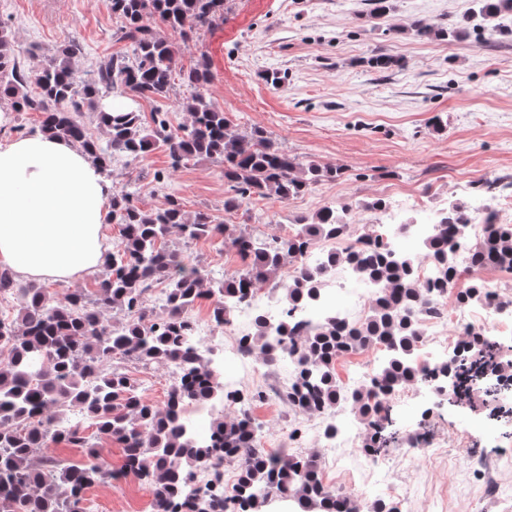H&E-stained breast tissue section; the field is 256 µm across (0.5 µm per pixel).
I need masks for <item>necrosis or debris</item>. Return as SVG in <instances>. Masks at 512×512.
<instances>
[{"mask_svg": "<svg viewBox=\"0 0 512 512\" xmlns=\"http://www.w3.org/2000/svg\"><path fill=\"white\" fill-rule=\"evenodd\" d=\"M418 209L416 223L398 226L397 218L402 207ZM495 222H512V196L499 198L491 211L478 210L469 215L465 224L459 225L453 233L457 244V260L447 279H440L435 262L421 256L419 247L435 230V218L422 210L416 193L405 192L401 199L387 203L373 216L360 225L351 237L340 239L331 237L312 246L305 259L312 261L319 257L342 252H363L371 249L375 241H382L386 250L416 256L414 267L421 288L424 289L427 303L418 313L421 335L411 364L416 371L440 370L452 367L462 353L482 346L489 341L493 332L512 326V307L502 305V282L486 278L483 271L473 267L471 249L475 242L484 238L490 230L487 217ZM301 263H284L278 284L253 287L243 313L249 316H262L270 323H278L283 317L279 302L281 287L287 286L298 277ZM481 281L482 298L478 304L462 300L461 294L473 281ZM385 286L379 282H365L362 287H354L350 265L337 266L327 288L322 289L316 307L306 310L305 324L318 322L323 314L335 315L342 326L358 329L367 321L374 300L383 295ZM197 336H205L211 346H223L224 383L233 385L239 373L269 374L272 362H255L250 358L247 346V333L240 328L225 329L223 323L208 320L197 323ZM386 352L373 346L366 350L362 359L352 363L341 381L343 399L330 408L311 414L302 413L298 406H290L296 421L288 431V445L301 447L308 435H315L325 459L318 465L316 476L328 490H335L340 482L358 480L363 488H375L382 492L384 500L407 498V487L389 480L388 466L378 468L365 466L359 473H352L346 463L348 454L356 452L362 430L350 415L352 409L348 398L350 392L365 387L375 377L377 367Z\"/></svg>", "mask_w": 512, "mask_h": 512, "instance_id": "necrosis-or-debris-1", "label": "necrosis or debris"}]
</instances>
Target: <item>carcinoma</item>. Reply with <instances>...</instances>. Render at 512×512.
<instances>
[{
	"label": "carcinoma",
	"mask_w": 512,
	"mask_h": 512,
	"mask_svg": "<svg viewBox=\"0 0 512 512\" xmlns=\"http://www.w3.org/2000/svg\"><path fill=\"white\" fill-rule=\"evenodd\" d=\"M478 10L465 22L480 27L512 13V0H476ZM112 14L122 19L120 38L130 43L131 55H111L99 61L89 76L76 74L74 60L82 47L70 42L54 50L28 80L15 54L13 39L0 26V100H10L15 112L43 114L40 131L49 132L84 150L101 172L118 157L130 161L163 149L172 165H186L207 157L224 165L229 190L224 212L231 213L253 196H275L282 201L298 196L312 185L338 176V170L318 164H301L281 149L262 129L246 133L233 130L223 109L206 97L211 81L209 60L202 56L189 67H176L178 48L161 35V27L184 41L198 30L224 20V0H109ZM424 35L459 38L465 30L433 29L417 24ZM187 95L182 107L186 123L171 125L169 113L152 112L145 117L132 109L107 115L104 101L111 97L168 99L176 83ZM94 109L101 135L94 137L83 120V108ZM34 128L29 132L38 131ZM139 186H124L112 195V223L120 227V242L104 254L103 271L92 287L75 288L58 297L44 285L21 284L8 268L0 267V296L9 293L17 302L16 317H0V347L8 357L0 359V512H87L86 493L117 473L132 474L152 487L154 512H266L277 499L296 507V512H355L350 499L326 490L316 480L318 457L312 452L281 457L258 447L259 426L250 414L227 418L220 414L212 428L223 436L213 444L194 441L184 433L180 406L205 404L224 397L216 371L191 345L195 320L190 309L199 299L208 270L182 256L166 238L169 229L179 230L185 240L224 235L225 243L243 258L246 267L224 276L218 293L243 301L251 281L273 280L282 263L302 255L304 249L347 230L336 209L324 207L310 217L295 220L298 229L285 237L259 239L244 229L231 232L205 211L187 216L182 201L169 196L153 210L137 205ZM465 221L463 206L448 204V213L438 220L436 234L424 247L439 264L441 277H448L454 260V226ZM479 267L494 266L512 271V225L501 224L473 247ZM334 254L293 280L281 301L286 319L270 333L267 323L255 324L248 348L276 357L287 344L304 340L298 364L300 383L289 386L281 398L299 400L311 410L328 408L339 395L336 363L367 346L384 344L394 355L378 372L374 387L409 381L415 371L410 358L419 336L416 310L422 304V288L414 260L354 254L352 270L358 281L381 280L386 294L377 299L366 325L341 331L328 318L305 333L291 323L294 310L318 303L323 280L347 258ZM165 285L170 308L151 318L146 313L150 290ZM144 366L180 358L195 374L207 370L206 382L185 391L172 389L161 407L143 398L125 369L112 366L116 357ZM97 369V383L85 384L86 371ZM352 401L359 421L377 430L385 409L370 388L356 390ZM47 408L58 416L76 410L88 415L96 429L87 437L74 425L56 432L27 424L30 413ZM106 439L121 445L124 463L117 472L100 462ZM64 444L83 450L86 461L66 463L44 451L49 444ZM244 450L238 479L232 493L182 489L192 479L195 463L219 451Z\"/></svg>",
	"instance_id": "1"
}]
</instances>
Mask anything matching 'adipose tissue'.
I'll use <instances>...</instances> for the list:
<instances>
[{"instance_id": "1", "label": "adipose tissue", "mask_w": 512, "mask_h": 512, "mask_svg": "<svg viewBox=\"0 0 512 512\" xmlns=\"http://www.w3.org/2000/svg\"><path fill=\"white\" fill-rule=\"evenodd\" d=\"M112 184L70 142L36 133L0 144V263L76 281L103 262Z\"/></svg>"}]
</instances>
